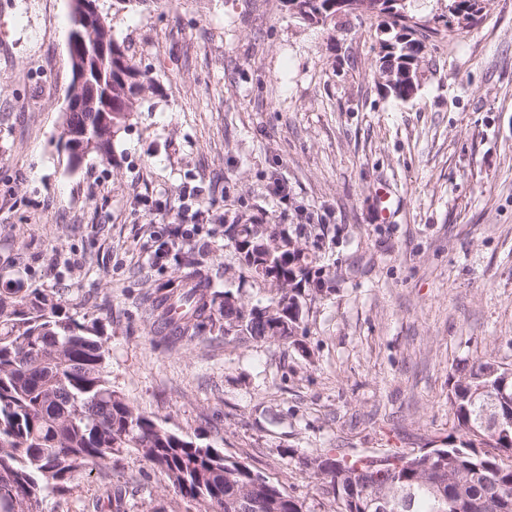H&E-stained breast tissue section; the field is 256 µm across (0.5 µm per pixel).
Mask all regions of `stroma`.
Listing matches in <instances>:
<instances>
[{
	"label": "stroma",
	"instance_id": "stroma-1",
	"mask_svg": "<svg viewBox=\"0 0 512 512\" xmlns=\"http://www.w3.org/2000/svg\"><path fill=\"white\" fill-rule=\"evenodd\" d=\"M448 0H405L425 34L418 89L396 99L366 15L305 23L286 0H151L112 21L155 77L105 149L62 140L69 0H0V289L52 295L94 326L112 388L219 448L304 512H336L303 459L447 444L452 367L512 363V0L470 28ZM288 189L287 202L272 192ZM199 216L161 209L191 189ZM228 224H320L335 270L288 344L164 339L158 284L198 255L223 286ZM178 241L155 263L150 237ZM198 512L134 451L52 494L45 512Z\"/></svg>",
	"mask_w": 512,
	"mask_h": 512
}]
</instances>
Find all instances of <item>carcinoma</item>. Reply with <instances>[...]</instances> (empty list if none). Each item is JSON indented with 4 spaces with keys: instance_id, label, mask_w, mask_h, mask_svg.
<instances>
[{
    "instance_id": "cac0c4a2",
    "label": "carcinoma",
    "mask_w": 512,
    "mask_h": 512,
    "mask_svg": "<svg viewBox=\"0 0 512 512\" xmlns=\"http://www.w3.org/2000/svg\"><path fill=\"white\" fill-rule=\"evenodd\" d=\"M488 0H448L437 17L447 29L468 27ZM301 20L329 26L335 0H300ZM397 12L376 15L378 27L402 41L378 58L387 74L421 55L418 23ZM91 69L112 75V134L137 111L138 96L155 79L140 70L124 44L112 40V61L96 59ZM66 124L92 138L103 127L99 107L68 113ZM260 224H239L232 249L236 264L269 297L250 305L226 288L215 287L209 268L190 260L180 283L157 286L148 297L155 322L178 341L216 331L239 343L296 341L305 331L312 302L330 281L319 265L324 234L315 224L281 229V248L262 250ZM281 272L274 284L270 271ZM236 329L229 332V320ZM100 337L77 319L61 314L48 294L0 291V512H44L50 493L70 491L82 473L101 469L112 456L136 451L163 472L175 494L197 502L203 512H303L302 503L245 465L230 461L209 444L187 440L140 412L114 390L106 372ZM496 400L499 413L512 416V365L492 354L455 365L448 377V407L454 433L448 446L423 467L417 457L382 452L356 459L321 455L326 469L315 476L336 502V512H512V427L482 428L484 406ZM475 448L484 452L477 454Z\"/></svg>"
}]
</instances>
